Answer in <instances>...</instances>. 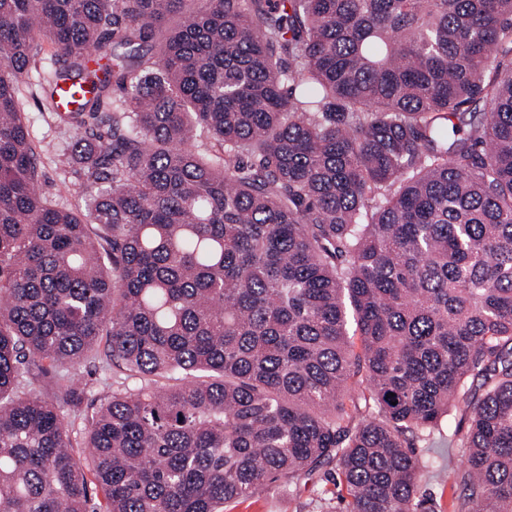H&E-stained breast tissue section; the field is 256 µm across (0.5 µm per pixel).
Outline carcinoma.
I'll use <instances>...</instances> for the list:
<instances>
[{
  "label": "carcinoma",
  "mask_w": 512,
  "mask_h": 512,
  "mask_svg": "<svg viewBox=\"0 0 512 512\" xmlns=\"http://www.w3.org/2000/svg\"><path fill=\"white\" fill-rule=\"evenodd\" d=\"M42 38L78 211L17 107ZM453 410L437 475L512 512V0H0V512H224L331 464L345 512H425ZM119 376L115 370L105 367L100 360H96L86 367H81L77 372L76 387L84 391L85 402H89L111 391L112 386H109L115 381H123ZM460 419V412L453 415L448 421V428L444 427L441 435L435 433L433 441L429 442H418L416 444L415 452L422 460L434 461V466L438 464L440 458L448 457V450L459 452L461 448H448V434L454 433L458 426Z\"/></svg>",
  "instance_id": "cac0c4a2"
}]
</instances>
